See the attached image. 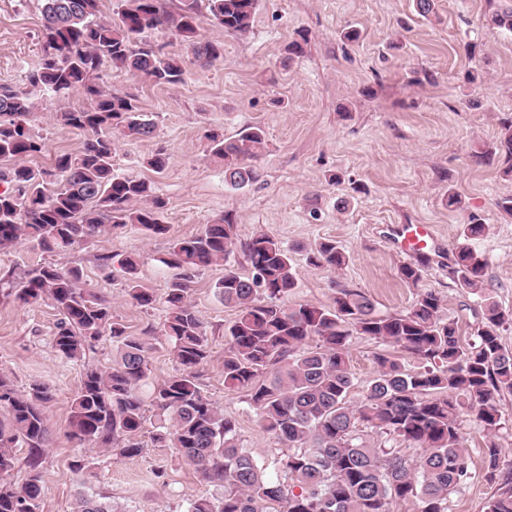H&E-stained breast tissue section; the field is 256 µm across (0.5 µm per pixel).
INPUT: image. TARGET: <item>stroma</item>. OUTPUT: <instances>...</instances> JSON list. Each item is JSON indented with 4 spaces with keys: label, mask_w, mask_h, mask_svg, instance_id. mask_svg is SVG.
Wrapping results in <instances>:
<instances>
[{
    "label": "stroma",
    "mask_w": 512,
    "mask_h": 512,
    "mask_svg": "<svg viewBox=\"0 0 512 512\" xmlns=\"http://www.w3.org/2000/svg\"><path fill=\"white\" fill-rule=\"evenodd\" d=\"M493 3L506 7L512 0H436L427 19L416 14L414 0H259L247 34H227L201 21L198 39L224 44L223 58L209 67L190 63V50L179 37L151 32V40L165 44L168 53L187 59L182 83L157 86L112 66L101 72V84L133 95L156 125L148 138L114 134L112 169L152 181L166 202L162 221L168 231L149 236L130 224L106 229L66 252H45L29 241L0 251V373L19 390L40 382L54 394L47 410L52 442L42 457L40 512H71L80 493L106 498L115 512H186L191 500L220 495L221 489L198 478L175 449L153 447L151 436L161 422L154 409L146 411L142 455L127 458L70 438L69 406L85 363L111 365L117 348L106 337L85 361L60 358L52 346L57 310L16 298L23 272L32 265L80 267L83 288L105 295L128 333L148 337L150 372L139 389L147 402L177 367L161 334L165 307L161 301L150 310L133 304L99 258L137 255L141 281L161 298L173 275L163 263L170 239L197 235L222 216L236 224L238 241L265 232L288 247L297 280L288 303L330 304L343 284L370 296L383 313L405 310L414 297L398 275L407 258L390 244L392 228L432 225L437 241L422 285L439 292L443 317L456 320L467 337L481 307L478 296L448 276L461 222L460 213L445 204L451 189L466 210L482 216L486 232L475 247L489 262L485 286L501 307L512 309V217L496 206L500 197L512 195V179L502 176L498 160L475 156L479 145L496 140L500 118L512 116V33L482 23ZM349 26L360 29L359 41L340 40ZM41 29L39 0H0V86L22 85L37 66ZM297 39L303 52L290 54L288 46ZM474 70L478 80L467 83ZM88 104L79 90L39 95L30 129L45 150L27 158V165L48 170L54 155L78 152L84 133L57 115ZM253 125L266 133L261 179L237 189L225 183L209 136L232 138ZM158 153L166 163L157 173L145 162ZM324 239L349 254L342 269L307 264L306 248ZM223 277V265L210 266L190 291L211 348L199 367L201 387L235 419L242 446L274 475L284 445L261 428L246 391L224 386V347L237 311L216 292ZM381 349L375 340L352 338L351 401L373 379V356ZM459 423L474 478L449 495L448 512H485L494 491L485 479V431L465 416Z\"/></svg>",
    "instance_id": "stroma-1"
}]
</instances>
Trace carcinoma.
Segmentation results:
<instances>
[{
	"instance_id": "obj_1",
	"label": "carcinoma",
	"mask_w": 512,
	"mask_h": 512,
	"mask_svg": "<svg viewBox=\"0 0 512 512\" xmlns=\"http://www.w3.org/2000/svg\"><path fill=\"white\" fill-rule=\"evenodd\" d=\"M41 58L25 75L24 86H0V159L16 164L0 169V250L31 240L47 252L68 250L107 227L137 224L148 236L168 228L160 218L164 201L151 182L112 170L111 133L124 129L150 137L155 124L143 118L136 99L117 95L98 83L106 62L148 77L158 86L182 81L180 58L147 37L169 31L187 42L194 62L211 66L224 56L220 41H198L201 0H180L168 11L162 0H122L116 17L98 18L99 0H40ZM209 20L226 33L244 34L252 26L258 0H206ZM486 21L512 33V6ZM80 89L90 99L82 109L60 113V121L86 134L79 152L61 153L54 172L21 160L42 152L28 122L40 92L64 97ZM213 155L224 162V181L232 187L260 179L255 161L266 147L260 126L236 137L210 136ZM479 157L504 156L512 175V121L501 124L496 141ZM481 216H463L449 277L482 304L481 321L466 341L456 322L442 318V297L421 287L427 260L399 266L400 279L415 289L404 311L381 314L363 292L336 285L329 305L285 299L296 288L288 248L265 232L241 244L250 274L224 269L217 284L224 305L237 309L224 349V386L245 389L261 426L289 448L279 460L282 479H271L264 464L240 444L236 421L204 394L198 367L210 354L206 326L189 302L191 284L204 268L226 262L236 244V227L220 217L195 236L170 241L166 266L177 270L164 294L162 335L179 364L153 393L155 409L169 416L152 436L154 446L174 448L201 479L224 488L220 497L193 500L187 512H393L410 504L413 512H447L448 495L471 479L470 454L459 416L466 414L486 431L483 454L487 477L501 479L486 512H512V449L501 443L505 417L499 398L512 394V350L500 339L512 325L485 288L487 259L472 243L484 234ZM101 267L125 274L127 296L151 308L155 293L138 276L134 257L107 254ZM309 265L343 268L349 256L325 239L307 249ZM82 271L42 263L28 269L17 298L25 304L51 301L60 315L52 346L66 360H80L103 337L117 343L111 367L86 365L71 400L70 436L124 457L142 454L139 434L145 421L140 384L149 375V342L115 320L110 302L80 286ZM364 336L411 354L418 367L378 352L376 376L359 401L348 400L354 374L348 347ZM315 347L309 348V342ZM51 389L41 383L18 390L0 374V512H39L44 484L41 459L50 447L46 404ZM389 441L399 447L386 446ZM418 448L410 456L403 448ZM26 448V481L3 480L16 464L14 449ZM73 512H114L112 504L78 496Z\"/></svg>"
}]
</instances>
